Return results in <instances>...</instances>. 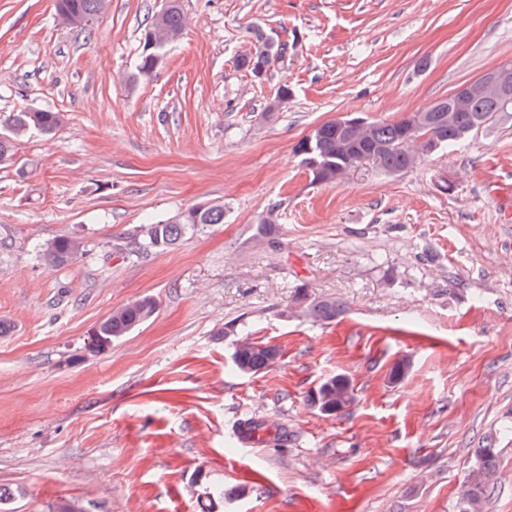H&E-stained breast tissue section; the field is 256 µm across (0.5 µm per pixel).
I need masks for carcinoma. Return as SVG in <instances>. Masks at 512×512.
<instances>
[{"label":"carcinoma","instance_id":"carcinoma-1","mask_svg":"<svg viewBox=\"0 0 512 512\" xmlns=\"http://www.w3.org/2000/svg\"><path fill=\"white\" fill-rule=\"evenodd\" d=\"M106 9V0H57L56 13L67 24L75 17H97ZM186 18L180 0H168L165 8L146 19L141 33L142 51L137 73L149 75L157 65L156 52L178 40L185 29ZM255 49L243 55L239 64L252 72L260 64L274 65L283 58L284 48L268 43L262 29L253 31ZM440 112L421 113L422 122L410 125L405 119L397 121H369L355 133L341 121L326 122L316 127L300 140L295 151L317 183L336 182L354 160L375 156L384 172L396 174L413 166L416 149L435 151L451 147L471 134L488 128L492 121L504 111L496 98L478 97L471 101L469 110L448 114L444 108L448 102L439 104ZM62 121L57 112L39 109H21L10 114L6 121L7 133L0 136V162L11 157L14 141L32 130L44 134L55 132ZM277 209H269L267 216L257 226L256 234L268 244H280L277 230ZM224 223V206L213 205L204 210L192 207L168 222L146 224L134 242L139 251L164 249L175 244L190 228L199 224ZM82 251L76 238L59 237L42 245L45 258L55 264H65ZM295 308L301 315L316 322H330L344 312V305L334 299H319L310 296L308 285L297 288ZM157 302L146 296L115 311L100 322L92 331L97 337L95 351L105 350L112 341L128 335L147 322L156 312ZM275 346L244 340L236 345L233 362L244 373H257L270 367L276 360ZM311 404L322 411L335 414L345 410L353 401V391L347 378L333 376L324 380L309 394ZM497 449L492 445L475 449V463L465 476L460 496L464 512H483L491 485L497 480Z\"/></svg>","mask_w":512,"mask_h":512}]
</instances>
